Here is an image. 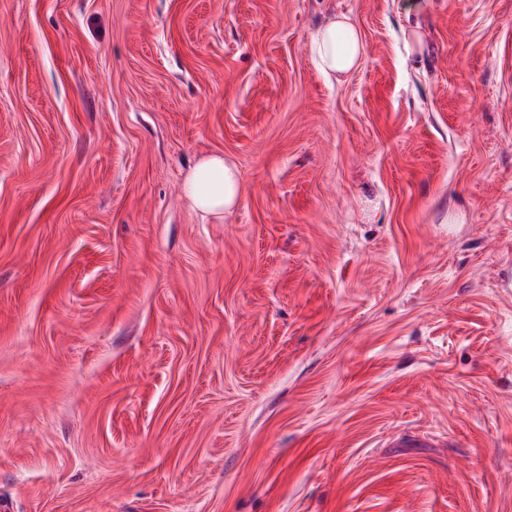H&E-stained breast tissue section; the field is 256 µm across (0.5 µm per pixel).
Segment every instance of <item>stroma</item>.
<instances>
[{
    "label": "stroma",
    "mask_w": 512,
    "mask_h": 512,
    "mask_svg": "<svg viewBox=\"0 0 512 512\" xmlns=\"http://www.w3.org/2000/svg\"><path fill=\"white\" fill-rule=\"evenodd\" d=\"M2 503L512 512V0H0ZM312 49L326 72L346 74L360 60V32L348 17L332 15L317 29ZM234 163L224 155L201 158L184 180V194L190 205L205 221H218L239 199V175Z\"/></svg>",
    "instance_id": "35a3bbf8"
}]
</instances>
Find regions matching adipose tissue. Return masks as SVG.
Instances as JSON below:
<instances>
[{"instance_id": "obj_1", "label": "adipose tissue", "mask_w": 512, "mask_h": 512, "mask_svg": "<svg viewBox=\"0 0 512 512\" xmlns=\"http://www.w3.org/2000/svg\"><path fill=\"white\" fill-rule=\"evenodd\" d=\"M312 49L322 68L332 75H343L358 64L361 38L357 27L346 16H331L316 31ZM184 194L202 219L217 221L239 199V175L234 163L223 155L201 158L184 180Z\"/></svg>"}]
</instances>
